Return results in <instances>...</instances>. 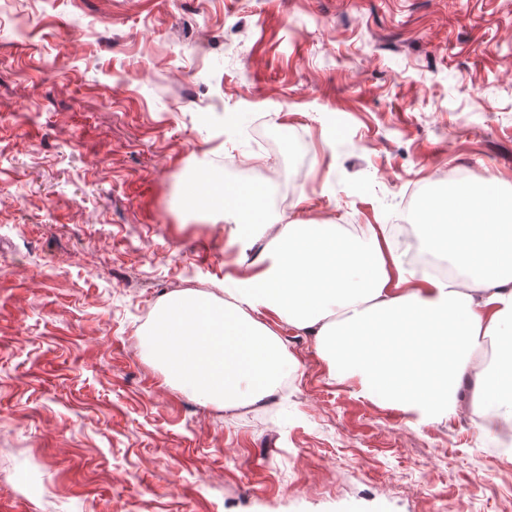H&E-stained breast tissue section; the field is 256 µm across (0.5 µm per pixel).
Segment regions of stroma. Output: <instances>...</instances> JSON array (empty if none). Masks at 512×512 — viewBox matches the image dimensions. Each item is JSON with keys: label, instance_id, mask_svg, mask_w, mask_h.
<instances>
[{"label": "stroma", "instance_id": "obj_1", "mask_svg": "<svg viewBox=\"0 0 512 512\" xmlns=\"http://www.w3.org/2000/svg\"><path fill=\"white\" fill-rule=\"evenodd\" d=\"M303 172L283 223L512 187V0H13L0 17V512H512L467 413L421 429L278 333L288 389L206 406L140 347L244 270L179 189Z\"/></svg>", "mask_w": 512, "mask_h": 512}]
</instances>
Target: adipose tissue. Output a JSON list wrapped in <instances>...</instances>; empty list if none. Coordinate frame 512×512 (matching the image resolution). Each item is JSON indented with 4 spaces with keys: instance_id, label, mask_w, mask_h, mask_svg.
Listing matches in <instances>:
<instances>
[{
    "instance_id": "ef3b65f1",
    "label": "adipose tissue",
    "mask_w": 512,
    "mask_h": 512,
    "mask_svg": "<svg viewBox=\"0 0 512 512\" xmlns=\"http://www.w3.org/2000/svg\"><path fill=\"white\" fill-rule=\"evenodd\" d=\"M196 185L192 209L269 243L261 264L225 279L223 296L163 298L144 345L165 381L227 408L277 395L293 358L266 323L273 316L313 335L332 382H356L410 425L451 420L468 382L478 429L512 426V192L464 183L424 203L421 245L457 270L444 277L416 274L391 225H285L259 187L205 176Z\"/></svg>"
}]
</instances>
